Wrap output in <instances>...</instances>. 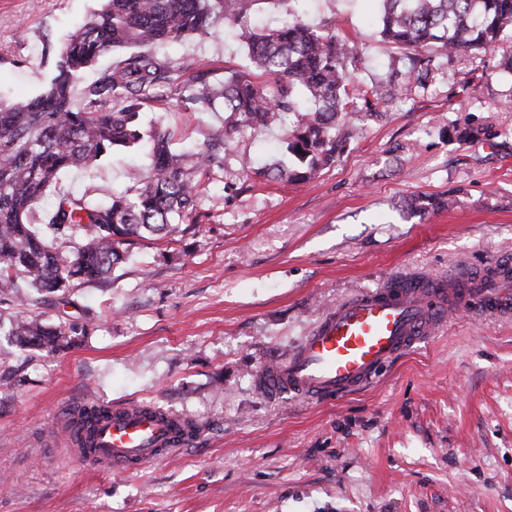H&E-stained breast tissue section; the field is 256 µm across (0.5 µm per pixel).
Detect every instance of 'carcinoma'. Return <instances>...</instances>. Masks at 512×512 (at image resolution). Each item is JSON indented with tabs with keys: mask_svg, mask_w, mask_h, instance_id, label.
Segmentation results:
<instances>
[{
	"mask_svg": "<svg viewBox=\"0 0 512 512\" xmlns=\"http://www.w3.org/2000/svg\"><path fill=\"white\" fill-rule=\"evenodd\" d=\"M258 0H102L59 50L56 75L33 98L0 101V306L15 310L23 278L47 302L67 299L77 281H106L126 262L125 246L138 240H175L193 214L210 168L224 160L226 141L244 127L279 124L295 166L278 163L256 173L304 182L334 162L350 136L357 107L379 111L387 99L380 83L351 80L347 63L359 56L326 27L301 20L279 28L250 27ZM239 26L249 70L222 79L197 73L187 79L158 56V49L184 37L204 38L218 22ZM379 35L406 50L408 86L427 77L438 57L479 49L512 38V0H381ZM125 55L74 89L100 56ZM166 87L190 112L225 113L221 126L193 150H179L157 130L143 131L147 101ZM150 139L151 163L129 177V185L99 201L92 190L61 192L38 232L30 217L61 173L90 170L117 147ZM73 243L64 256L45 237ZM78 325L48 327L38 317L13 316L10 335L20 347L47 352L70 348Z\"/></svg>",
	"mask_w": 512,
	"mask_h": 512,
	"instance_id": "carcinoma-1",
	"label": "carcinoma"
}]
</instances>
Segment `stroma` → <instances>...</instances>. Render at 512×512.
I'll return each instance as SVG.
<instances>
[{"instance_id": "stroma-1", "label": "stroma", "mask_w": 512, "mask_h": 512, "mask_svg": "<svg viewBox=\"0 0 512 512\" xmlns=\"http://www.w3.org/2000/svg\"><path fill=\"white\" fill-rule=\"evenodd\" d=\"M101 0H0V98L41 93L59 46ZM307 23L361 46L353 80L386 81L402 56L376 29L378 0H300ZM188 74L223 77L246 55L235 30L160 50ZM503 45L442 56L425 84L354 114L335 163L305 183L242 171L283 158L282 127L234 135L176 240L138 241L109 281L73 284L67 305L30 304L85 326L60 352L0 335V512H512V318L456 313L421 347L340 399L271 395L321 317L395 278L451 279L512 259V73ZM146 123L191 147L222 123L168 89ZM145 150L106 159L61 189L126 186ZM417 197L446 200L418 211ZM158 403L194 419L197 442L124 475L72 455L66 410Z\"/></svg>"}]
</instances>
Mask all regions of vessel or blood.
Listing matches in <instances>:
<instances>
[{"label":"vessel or blood","mask_w":512,"mask_h":512,"mask_svg":"<svg viewBox=\"0 0 512 512\" xmlns=\"http://www.w3.org/2000/svg\"><path fill=\"white\" fill-rule=\"evenodd\" d=\"M458 310L511 317L512 262L495 261L447 283L398 278L363 291L328 311L284 362L262 368L259 381L274 394L342 397L425 343ZM179 421L169 411L120 405L93 420L92 447H81L87 432L74 426L68 427L65 442L99 471L129 472L191 445L190 437L177 432Z\"/></svg>","instance_id":"b4317fda"}]
</instances>
